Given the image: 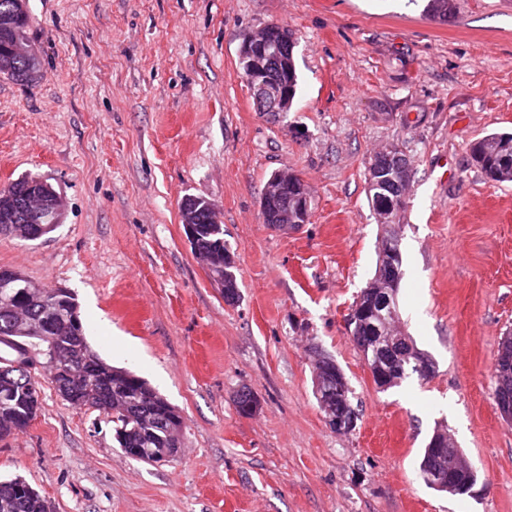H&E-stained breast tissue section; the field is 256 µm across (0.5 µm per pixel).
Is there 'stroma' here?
I'll use <instances>...</instances> for the list:
<instances>
[{
  "instance_id": "obj_1",
  "label": "stroma",
  "mask_w": 512,
  "mask_h": 512,
  "mask_svg": "<svg viewBox=\"0 0 512 512\" xmlns=\"http://www.w3.org/2000/svg\"><path fill=\"white\" fill-rule=\"evenodd\" d=\"M35 80L0 75V188L24 176L65 200L60 226L0 237V269L74 294L108 363L144 377L183 416L163 464L128 458L112 418L45 386L24 433L0 440V480L22 477L53 512H512V423L494 398L512 334V183L468 148L512 131V0H28ZM290 29L291 111H256L244 34ZM397 144L411 191L399 231L400 326L435 364L381 390L348 332L384 234L368 167ZM299 174L312 215L275 230L271 173ZM216 205L239 297L225 302L180 218ZM345 374L359 414L331 431L314 354ZM248 389L256 412L241 416ZM447 429L476 469L471 493L417 467Z\"/></svg>"
}]
</instances>
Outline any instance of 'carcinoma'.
Wrapping results in <instances>:
<instances>
[{"instance_id": "cac0c4a2", "label": "carcinoma", "mask_w": 512, "mask_h": 512, "mask_svg": "<svg viewBox=\"0 0 512 512\" xmlns=\"http://www.w3.org/2000/svg\"><path fill=\"white\" fill-rule=\"evenodd\" d=\"M455 10L454 0H427L424 13L440 22L448 21ZM0 60L6 67L0 75L16 81H28L37 73V58L34 56H8L4 36H0ZM288 104H293L297 94L298 75L293 52H288ZM473 161L486 176L497 183L512 182V133H494L482 137L470 145ZM409 165V160L387 159L376 155L369 167V195L375 205L381 197H392L401 192L398 168ZM198 234L203 247L210 253L213 273L224 275V299L232 301L238 297V282L235 265L227 264L233 253L224 243V230L213 224L199 225ZM62 318L51 320V328L44 336H34L16 326L12 314L0 307V438L25 431L34 420L41 406L42 385L38 375L46 367L28 363L29 355L37 351L56 352L57 373L47 374L57 393H68L67 402L112 412L115 424V440L128 457L145 461L150 447L161 442L173 445L181 443L183 418L178 408L167 401L145 379L126 370L116 368L102 360L90 347L83 325H74L70 311L78 308L74 295L65 291L60 295ZM77 355L83 359L87 373L79 380L69 377L67 365L62 358ZM237 410L242 416H250L257 409L251 392L243 390L237 396ZM456 451L436 460L423 452L418 466V475L426 479L425 466L453 470ZM0 512H51L46 500L39 495L27 493L18 479L0 481Z\"/></svg>"}]
</instances>
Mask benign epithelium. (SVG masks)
<instances>
[{
    "instance_id": "benign-epithelium-1",
    "label": "benign epithelium",
    "mask_w": 512,
    "mask_h": 512,
    "mask_svg": "<svg viewBox=\"0 0 512 512\" xmlns=\"http://www.w3.org/2000/svg\"><path fill=\"white\" fill-rule=\"evenodd\" d=\"M27 0H17L16 11L10 16L0 17V30L12 29L19 18L26 14ZM265 38L258 34H246L243 37L239 63L242 77L247 83L259 112H285L288 109V82L277 77L273 69L281 66L288 57V36L283 34L280 25H267L262 28ZM291 181L299 184L302 206L292 226L298 227L310 220L309 192L306 182L300 176ZM274 208L280 218L288 219V186L278 173L272 174L267 180L261 194V210ZM181 219L186 238L194 251L201 249L197 224L199 223L196 207L188 198L180 204ZM63 218L61 194L45 186V181L37 178L30 183L25 194V204L17 208L13 198L0 199V224H29V238L36 240L42 237L51 225ZM379 272L365 289L364 300L358 301L349 318L350 337L361 351L376 385L386 388L396 381L399 371L395 364L387 361L384 355L398 339L389 331L391 319L398 314L397 288L399 287L402 270L398 248L389 239L381 243L379 249ZM29 285L20 281V275L0 278V298L7 302H25L29 299ZM512 365V341L505 339L498 348L495 360L494 376L500 386L507 382L506 369ZM314 392L323 408L325 424L337 433L349 434L356 429L358 415L352 410L346 416L335 411V406L323 389L324 382L332 378L336 380V401L347 405L348 383L336 362L329 356L318 354L312 363ZM465 479L467 484L474 485L477 477L475 468L468 467L458 471V478L448 477L444 471L434 470L429 481L440 491L448 494L456 488L457 479Z\"/></svg>"
}]
</instances>
